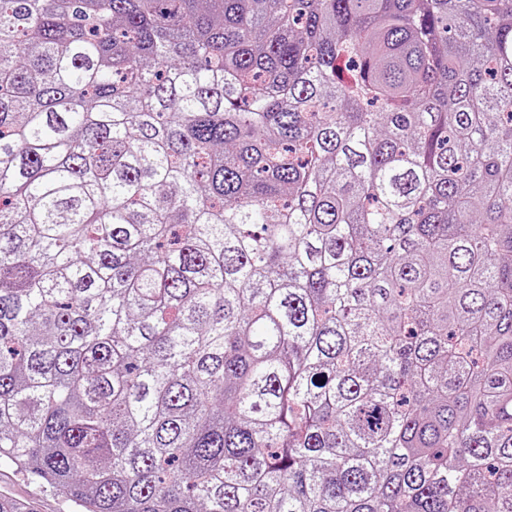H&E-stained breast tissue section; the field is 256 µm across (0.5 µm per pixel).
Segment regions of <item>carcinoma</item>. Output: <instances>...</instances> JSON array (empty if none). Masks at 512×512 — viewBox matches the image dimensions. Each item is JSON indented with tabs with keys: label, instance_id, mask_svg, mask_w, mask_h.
<instances>
[{
	"label": "carcinoma",
	"instance_id": "1",
	"mask_svg": "<svg viewBox=\"0 0 512 512\" xmlns=\"http://www.w3.org/2000/svg\"><path fill=\"white\" fill-rule=\"evenodd\" d=\"M1 459L512 512V0H0Z\"/></svg>",
	"mask_w": 512,
	"mask_h": 512
}]
</instances>
